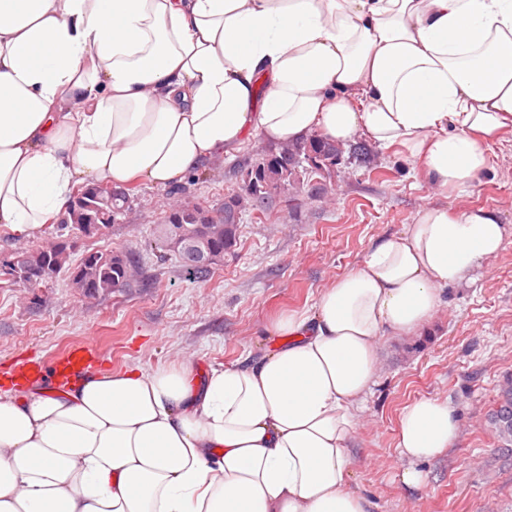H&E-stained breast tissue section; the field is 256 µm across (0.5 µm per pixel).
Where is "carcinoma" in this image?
<instances>
[{"label": "carcinoma", "mask_w": 512, "mask_h": 512, "mask_svg": "<svg viewBox=\"0 0 512 512\" xmlns=\"http://www.w3.org/2000/svg\"><path fill=\"white\" fill-rule=\"evenodd\" d=\"M342 145L320 136L305 141L282 145L269 152L257 153L242 171L237 197L246 205L235 204L212 211L194 204L192 212L179 209L181 201L168 204L165 221L178 218L184 224H201L207 215L217 224H239L247 210L265 212L277 202H290L303 195L324 196L333 191L330 183L309 184L308 177H324L332 173L336 160L342 156ZM70 209L80 210L99 222L106 229L111 222L102 221L98 214V202L92 189L78 190ZM24 257L18 268L11 269L19 276V282L36 283L40 286L56 278L69 262L60 253L46 250L40 245L19 252ZM134 257L128 252L87 251L78 267L82 279L97 285L95 295H109L116 289L129 287L128 264ZM493 434L498 441L512 445V375L503 378L497 393V407L490 416Z\"/></svg>", "instance_id": "1"}]
</instances>
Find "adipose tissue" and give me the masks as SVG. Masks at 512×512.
I'll list each match as a JSON object with an SVG mask.
<instances>
[{"label":"adipose tissue","mask_w":512,"mask_h":512,"mask_svg":"<svg viewBox=\"0 0 512 512\" xmlns=\"http://www.w3.org/2000/svg\"><path fill=\"white\" fill-rule=\"evenodd\" d=\"M510 132L512 0H0V224L26 238L77 184L166 189L254 138L362 137L463 193ZM511 236L427 205L251 363L0 390V512H373L350 457L379 341ZM458 437L446 401L406 404L403 487Z\"/></svg>","instance_id":"ef3b65f1"}]
</instances>
